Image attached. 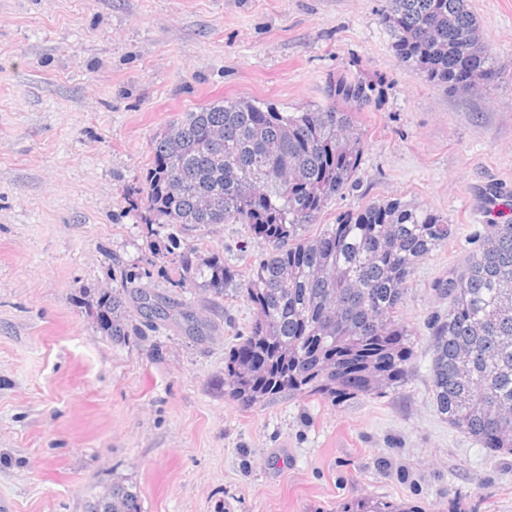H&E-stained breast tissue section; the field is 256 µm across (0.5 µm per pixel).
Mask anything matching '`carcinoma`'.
Returning a JSON list of instances; mask_svg holds the SVG:
<instances>
[{"label":"carcinoma","instance_id":"cac0c4a2","mask_svg":"<svg viewBox=\"0 0 512 512\" xmlns=\"http://www.w3.org/2000/svg\"><path fill=\"white\" fill-rule=\"evenodd\" d=\"M385 3L397 55L426 81L450 94L491 90L498 66L469 0ZM371 90L343 77L329 88V104L302 112L217 100L153 138L131 205L147 234L170 229L175 287L216 298L240 288L254 308L224 367L225 390L245 405L283 393L341 401L393 387L408 372L412 347L397 313L416 266L453 235L448 218L386 200L307 233L359 166L362 140L349 108L367 104ZM208 224H246L268 246L246 279L220 256L201 261L182 244ZM440 288L450 302L431 336L437 412L483 447L512 455V218L487 225L479 250ZM124 318L122 294L103 295L101 328L125 337ZM90 512L141 508L136 493L114 486ZM336 512L400 510L360 498Z\"/></svg>","mask_w":512,"mask_h":512}]
</instances>
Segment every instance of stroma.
<instances>
[{
	"label": "stroma",
	"mask_w": 512,
	"mask_h": 512,
	"mask_svg": "<svg viewBox=\"0 0 512 512\" xmlns=\"http://www.w3.org/2000/svg\"><path fill=\"white\" fill-rule=\"evenodd\" d=\"M502 63L490 94L451 96L401 62L385 0H0V499L12 512H90L112 485L142 512H336L380 498L416 512H512V457L438 414L431 324L438 286L477 249L512 186V0H470ZM374 90L349 186L309 234L390 198L447 217L448 243L414 269L398 317L405 380L334 402L251 407L224 391L254 309L172 287L165 234L128 198L156 132L217 99L284 112L327 103L336 79ZM248 274L263 246L245 224L187 236ZM122 292L128 336L96 302ZM170 300L146 320L139 292Z\"/></svg>",
	"instance_id": "1"
}]
</instances>
